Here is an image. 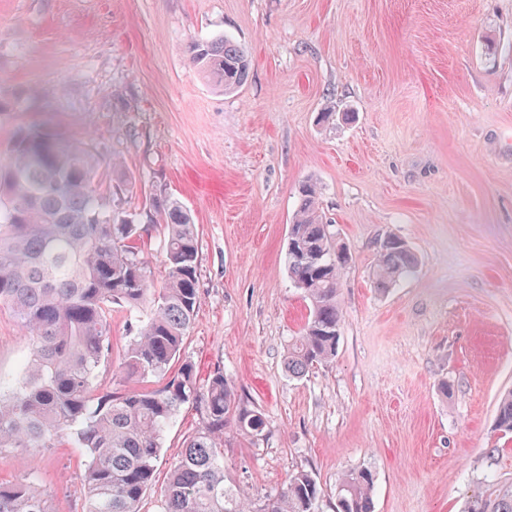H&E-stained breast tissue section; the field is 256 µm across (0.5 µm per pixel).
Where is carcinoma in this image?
Listing matches in <instances>:
<instances>
[{
    "label": "carcinoma",
    "instance_id": "cac0c4a2",
    "mask_svg": "<svg viewBox=\"0 0 512 512\" xmlns=\"http://www.w3.org/2000/svg\"><path fill=\"white\" fill-rule=\"evenodd\" d=\"M188 61L228 93L250 73L245 50L218 35L187 46ZM299 206L285 253L288 274L309 300L300 335L288 341V376L304 377L336 356L343 310L337 253L316 206L317 188L299 186ZM161 218L164 272L155 285L136 242L142 227L112 207L102 190L95 148L65 144L36 128H20L0 162V308L30 337L32 352L14 390L0 396V451L56 448L66 439L85 450L84 512H140L151 488L164 433L186 404L203 424L187 441L158 501L159 512H319L323 489L298 469L281 491L253 503L224 485V428L264 436L262 413L237 401L224 372L206 384L184 354L200 303L198 232L176 199L154 198ZM417 257L402 239L380 247L373 278L384 291L412 274ZM150 307L122 352L130 380L155 387L101 391L97 369L111 351L110 313ZM496 429L512 433V392L499 400ZM373 475L359 470L336 485L337 512H372ZM0 512H51L36 484L0 483ZM468 512H512V491L477 497Z\"/></svg>",
    "mask_w": 512,
    "mask_h": 512
}]
</instances>
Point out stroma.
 <instances>
[{"mask_svg":"<svg viewBox=\"0 0 512 512\" xmlns=\"http://www.w3.org/2000/svg\"><path fill=\"white\" fill-rule=\"evenodd\" d=\"M219 34L251 60L228 94L186 60ZM23 126L97 149L154 278L150 198L190 213L201 301L185 354L266 423L257 439L225 429L227 486L257 501L302 467L319 512L361 469L374 512H463L512 489V435L494 426L512 392V0H0V161ZM307 179L352 261L337 354L293 379L284 354L309 303L285 252ZM391 235L419 266L382 292ZM135 321L113 306L101 390L133 386L119 363ZM30 350L0 312V389ZM202 423L192 405L170 423L141 512ZM84 469L69 445L0 452V482L35 483L53 512H83Z\"/></svg>","mask_w":512,"mask_h":512,"instance_id":"35a3bbf8","label":"stroma"}]
</instances>
